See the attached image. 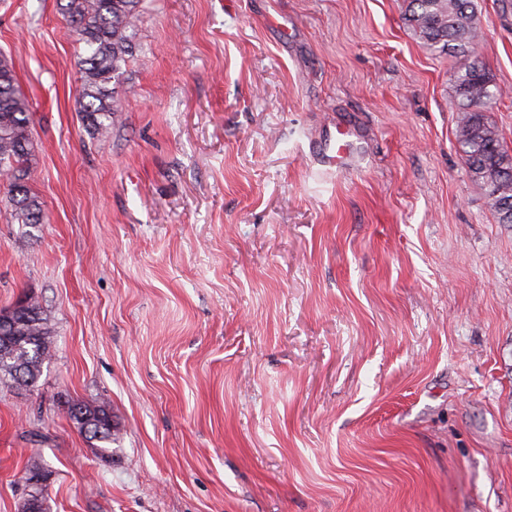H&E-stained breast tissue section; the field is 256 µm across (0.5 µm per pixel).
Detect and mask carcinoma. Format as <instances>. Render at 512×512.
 Segmentation results:
<instances>
[{
    "label": "carcinoma",
    "mask_w": 512,
    "mask_h": 512,
    "mask_svg": "<svg viewBox=\"0 0 512 512\" xmlns=\"http://www.w3.org/2000/svg\"><path fill=\"white\" fill-rule=\"evenodd\" d=\"M60 11L83 47L82 123L92 134L103 133L123 112L116 85L135 48L142 0H60ZM405 20L427 48L446 49L456 58L457 144L498 222L512 224V153L489 116L503 90L475 57L483 40L475 0H408ZM30 125L29 102L18 90L11 63L0 59V180L7 184L15 219L36 229L44 216L29 186L35 153ZM52 333L50 315L35 300L21 313L12 305L1 308L0 347L9 350L0 354V380L34 386L51 358ZM68 413L97 456L112 458L117 427L107 403H73Z\"/></svg>",
    "instance_id": "carcinoma-1"
}]
</instances>
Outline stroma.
<instances>
[{
  "label": "stroma",
  "instance_id": "1",
  "mask_svg": "<svg viewBox=\"0 0 512 512\" xmlns=\"http://www.w3.org/2000/svg\"><path fill=\"white\" fill-rule=\"evenodd\" d=\"M476 4L512 151V0ZM406 7L144 0L93 136L57 0H0L47 218L0 185V307L53 319L36 386L0 383V512L34 463L49 512H512V224ZM102 400L108 461L67 414ZM338 136L327 139H321L316 146V152L319 159L329 165L336 166L337 168L346 167L350 160L348 151V142L345 137L349 135L347 128H337Z\"/></svg>",
  "mask_w": 512,
  "mask_h": 512
}]
</instances>
